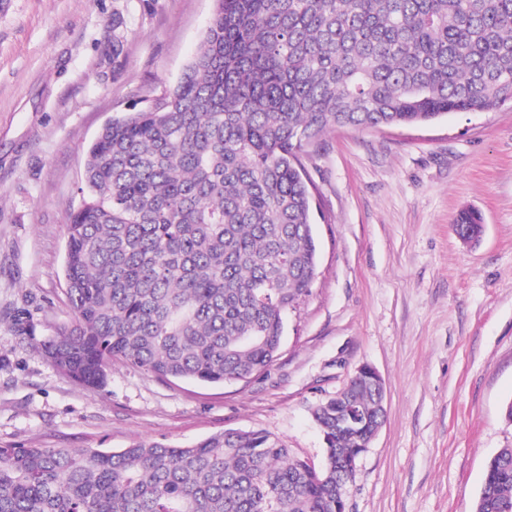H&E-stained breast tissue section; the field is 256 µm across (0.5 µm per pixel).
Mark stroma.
Masks as SVG:
<instances>
[{"instance_id": "obj_1", "label": "stroma", "mask_w": 512, "mask_h": 512, "mask_svg": "<svg viewBox=\"0 0 512 512\" xmlns=\"http://www.w3.org/2000/svg\"><path fill=\"white\" fill-rule=\"evenodd\" d=\"M215 0H0V447L186 446L259 430L315 466L312 412L362 365L387 417L356 461L348 512H474L512 448V107L379 130L335 129L300 161L318 242L309 296L249 380L160 379L120 362L105 386L39 345L70 326L65 224L109 120L162 97ZM482 216L478 240L454 231Z\"/></svg>"}]
</instances>
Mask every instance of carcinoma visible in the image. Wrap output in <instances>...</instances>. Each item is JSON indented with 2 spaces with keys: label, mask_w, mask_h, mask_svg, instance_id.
I'll return each mask as SVG.
<instances>
[{
  "label": "carcinoma",
  "mask_w": 512,
  "mask_h": 512,
  "mask_svg": "<svg viewBox=\"0 0 512 512\" xmlns=\"http://www.w3.org/2000/svg\"><path fill=\"white\" fill-rule=\"evenodd\" d=\"M195 57L86 152L65 227L74 320L39 350L104 387L112 362L219 384L274 362L317 243L299 154L326 131L512 105V0H217ZM373 417L375 388L353 385ZM339 461L363 435L316 409ZM0 512H336V480L260 431L186 447L0 448ZM475 512H512V448Z\"/></svg>",
  "instance_id": "obj_1"
}]
</instances>
